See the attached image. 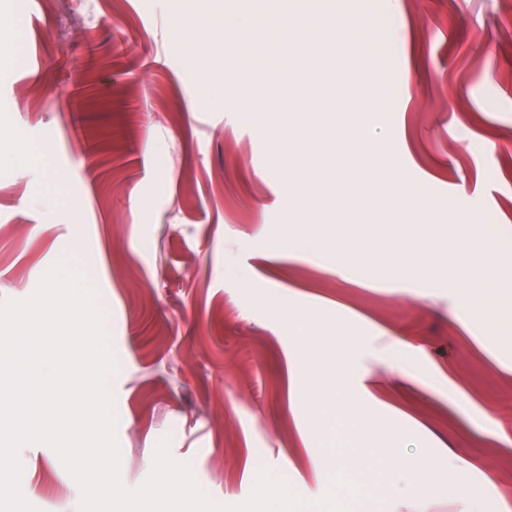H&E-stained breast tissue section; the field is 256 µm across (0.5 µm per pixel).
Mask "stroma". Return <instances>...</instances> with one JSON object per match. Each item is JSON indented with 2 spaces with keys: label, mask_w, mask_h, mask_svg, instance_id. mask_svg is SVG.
Returning a JSON list of instances; mask_svg holds the SVG:
<instances>
[{
  "label": "stroma",
  "mask_w": 512,
  "mask_h": 512,
  "mask_svg": "<svg viewBox=\"0 0 512 512\" xmlns=\"http://www.w3.org/2000/svg\"><path fill=\"white\" fill-rule=\"evenodd\" d=\"M306 18L373 29L386 97L374 133L437 219L392 233L413 270L394 280L341 256L345 224L296 211L295 170L278 160L288 113H267L266 78L289 41L282 0H0V42L26 26L25 56L0 57V301L22 300L59 259L88 277L117 361L110 380L121 480L148 477L162 437L216 501H245L266 466L296 492L328 486L315 458L342 455L380 481L376 461L429 470L425 502L361 486L354 512H458L483 491L512 512V293L467 287L433 264L428 235L467 220L512 276V0H299ZM244 9L268 49L212 36ZM240 73L225 86V65ZM318 336L362 413L337 444L313 398ZM351 338L344 351L337 337ZM21 489L39 512H76L80 489L55 451L20 450ZM450 495L462 506V512H481L482 492L470 485L453 487Z\"/></svg>",
  "instance_id": "obj_1"
}]
</instances>
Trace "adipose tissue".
<instances>
[{
	"label": "adipose tissue",
	"mask_w": 512,
	"mask_h": 512,
	"mask_svg": "<svg viewBox=\"0 0 512 512\" xmlns=\"http://www.w3.org/2000/svg\"><path fill=\"white\" fill-rule=\"evenodd\" d=\"M466 230V225H455L447 239L434 243L435 253L439 261L447 263L449 274L461 280L480 279L481 283L499 291L512 289V281L500 276L491 250L476 254L466 248ZM381 467L385 477L376 490L386 499L418 497L427 485L426 469L414 465L398 467L388 461L382 462Z\"/></svg>",
	"instance_id": "ef3b65f1"
}]
</instances>
